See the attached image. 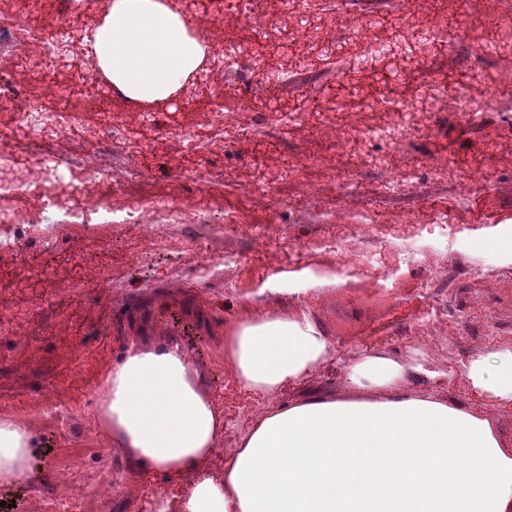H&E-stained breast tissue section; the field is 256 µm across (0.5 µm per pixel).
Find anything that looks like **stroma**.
<instances>
[{
	"mask_svg": "<svg viewBox=\"0 0 512 512\" xmlns=\"http://www.w3.org/2000/svg\"><path fill=\"white\" fill-rule=\"evenodd\" d=\"M204 2L178 0L177 6L190 27L207 34L211 47L220 50L239 40L256 61L249 74L226 82V120L246 128V135L212 139L194 163L185 161L181 129L196 126L199 114L214 111L217 104L203 81L154 103L114 90L79 93L69 108L93 126L101 125L107 108L120 120L113 128L101 126L102 139L136 173L126 190L113 196V205L140 195L188 203L203 193L210 221L158 227L161 244L155 250L142 249L121 224L54 226L59 244L90 280L109 277L104 290L60 292L69 265H58L36 282L26 248L0 253V319L16 318L21 331L35 339L22 349L13 337L0 338V403H28L21 417L37 440L31 478L0 490V512H11L8 503L18 495L26 512H59L52 496L67 485L84 489L72 512H155L159 495L187 491L194 480L190 474H131L121 455L90 426L101 374L132 344L171 340L188 352L203 389L224 413L227 448L277 402L276 396L244 387L224 361V328L242 315L306 308L336 346L337 365L313 380L325 390L345 387L340 365L362 352L404 364L420 355L437 376L412 372L408 384L466 402L470 392L460 375L463 364L481 352L512 348V257L486 245L512 231V141L499 142L486 191L466 198L456 187L470 157L493 136L500 100L512 99V83L500 82L501 74L512 72V54L491 47L476 54L464 36L476 16L497 11L496 0H475L470 15L462 14L458 0H437L446 32L458 37L445 54L433 58L434 68L462 84L481 80L490 103L478 123L462 122L450 111L432 113L430 127L404 143L407 164L395 193L390 171L369 163L366 153L345 154L300 121L281 125L278 108L295 93L318 99L330 91L349 121L369 128L390 125L395 115L374 104L382 84L395 77L397 92L404 93L422 82L421 71L413 65L399 70L392 61L372 67L356 62L358 46L349 31L337 26L336 14H321L314 6L305 22L294 10L269 8L266 27L248 34L244 18L212 17ZM41 61L35 47L18 63L0 56V75L17 90L16 96L0 97V125L23 109L56 111V86L71 81L79 63L64 61L57 83L51 84L33 77ZM237 101L244 102L245 111L234 110ZM139 111L153 113L154 124L136 126ZM133 139L143 147L135 157L129 154ZM287 158H314L318 164L282 179L277 171ZM444 161L454 162L453 172L437 170ZM258 167L273 175L269 190L253 184ZM333 170L349 173L350 187L330 185L327 175ZM345 203L373 210L382 246L390 251L406 243L400 228L389 223L397 212L426 218L431 210L445 211L468 230L436 242L431 265L405 267L399 296H383L351 287L348 275L337 272L335 258L318 247L333 230L330 217ZM227 213L254 224L263 244L252 246L225 228L217 245L233 264L221 273L200 274L213 221ZM135 253L141 259L133 266L129 258ZM48 394L64 406V418L31 413V406ZM105 482L112 485L108 497L100 492Z\"/></svg>",
	"mask_w": 512,
	"mask_h": 512,
	"instance_id": "35a3bbf8",
	"label": "stroma"
}]
</instances>
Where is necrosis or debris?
Here are the masks:
<instances>
[{
	"label": "necrosis or debris",
	"instance_id": "4bbe7bcc",
	"mask_svg": "<svg viewBox=\"0 0 512 512\" xmlns=\"http://www.w3.org/2000/svg\"><path fill=\"white\" fill-rule=\"evenodd\" d=\"M53 8L61 19L55 27H45L37 18L45 8ZM352 34L360 49L362 61L401 50V32L393 30L387 39L375 34V17L352 10L348 13ZM84 24L72 16L69 0H30L22 16L0 17V54L25 56L28 46L38 45L48 53L49 62L36 72L47 80L51 64L78 48ZM384 108L395 110L398 126L364 129L349 124L343 118L327 119L319 104H312L302 113L314 134L326 136L348 150H365L367 145L384 144V151L372 154L374 164L398 170L402 159L391 146L395 140L408 139L415 130L426 126L432 112L454 108L456 116L465 122L480 119L484 98L477 92L465 91L448 82L437 71H427L420 88L413 94L396 100L382 99ZM34 133L46 143V150L32 153L22 160L13 144L25 133ZM79 138L101 143L99 129L76 122L66 111L19 112L15 126L0 131V252H9L23 240L33 239L34 261L49 264L63 254L51 228L57 224H122L139 234L145 247H153V227L157 224H183L204 216L202 200L183 204L172 199L140 198L135 204L116 207L112 204L115 191L124 188L121 175L106 176L96 159L82 158L73 162L63 159L52 145L61 140ZM337 231L320 241L324 251L334 254L340 268L349 269L355 286H370L391 294L401 283L403 266L425 265L433 253L431 245L407 246L398 253L394 264L378 266L374 258L375 221H354L349 210L335 217Z\"/></svg>",
	"mask_w": 512,
	"mask_h": 512
}]
</instances>
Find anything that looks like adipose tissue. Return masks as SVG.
<instances>
[{
  "label": "adipose tissue",
  "instance_id": "1",
  "mask_svg": "<svg viewBox=\"0 0 512 512\" xmlns=\"http://www.w3.org/2000/svg\"><path fill=\"white\" fill-rule=\"evenodd\" d=\"M97 66L113 88L144 102L169 99L205 51L163 0H112L92 31ZM224 361L247 388L278 395L224 457V414L178 344L133 345L104 372L91 423L138 474H194L186 496L157 512H512V348L471 357L461 375L470 405L408 388L394 359L348 362V394L311 388L335 361L309 313L247 314L224 329ZM36 445L22 420L0 417V487L25 479Z\"/></svg>",
  "mask_w": 512,
  "mask_h": 512
}]
</instances>
